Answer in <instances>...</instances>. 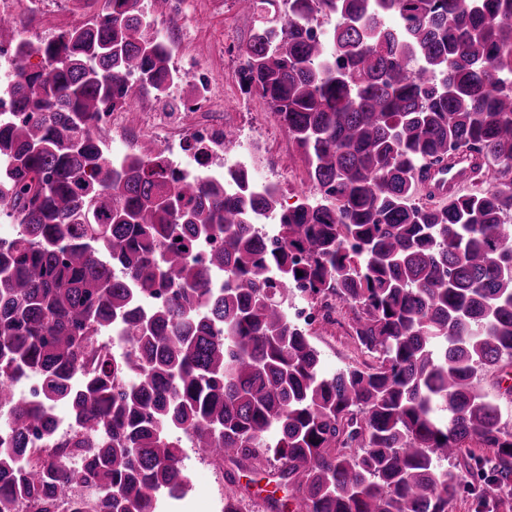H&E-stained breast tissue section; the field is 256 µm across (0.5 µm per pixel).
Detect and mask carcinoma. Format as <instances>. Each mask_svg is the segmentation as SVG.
<instances>
[{
	"label": "carcinoma",
	"mask_w": 512,
	"mask_h": 512,
	"mask_svg": "<svg viewBox=\"0 0 512 512\" xmlns=\"http://www.w3.org/2000/svg\"><path fill=\"white\" fill-rule=\"evenodd\" d=\"M85 6L36 46L18 21L0 32L19 62L0 203L20 225L0 239V384L43 374L36 400H3L0 512H157L184 492L186 434L224 466V512L246 506L247 473L284 490L268 512H448L462 469L512 486V178L482 177L491 159L512 172V0H249L241 86L314 189L286 209L245 168L188 182L164 149L112 155L99 114L162 101L180 74L144 0ZM321 16L336 25L317 37ZM465 148L472 188L422 201L430 166ZM295 286L338 309L362 361L321 374L288 321ZM60 401L72 434L29 447ZM505 502L482 489L469 508Z\"/></svg>",
	"instance_id": "obj_1"
}]
</instances>
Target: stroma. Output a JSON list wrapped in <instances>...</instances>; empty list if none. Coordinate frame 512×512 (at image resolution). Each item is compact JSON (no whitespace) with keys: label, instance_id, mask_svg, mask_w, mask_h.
<instances>
[{"label":"stroma","instance_id":"35a3bbf8","mask_svg":"<svg viewBox=\"0 0 512 512\" xmlns=\"http://www.w3.org/2000/svg\"><path fill=\"white\" fill-rule=\"evenodd\" d=\"M146 5L172 43V64L183 71L175 96L189 97L195 86L193 72L203 68L218 91L217 109L181 114L152 97L136 98L133 113H119L116 126L105 134L110 150L123 153L149 139L184 144L190 128L198 123L219 131L230 129L237 142L250 147L249 172L256 179L276 184L283 205L300 203L311 186L293 140L284 126L269 124L270 109L262 98L241 90L238 61L224 52L225 42L247 43L251 17L239 9L236 0H183L177 15L171 12L169 0H146ZM84 18L77 0H40L38 9L25 15L23 23L36 44ZM315 334L324 373H336L353 362L355 354L345 329L319 327ZM182 468L188 478L186 493L178 500L163 499L165 512H220L224 497L220 465L198 449L188 448L182 453Z\"/></svg>","mask_w":512,"mask_h":512}]
</instances>
